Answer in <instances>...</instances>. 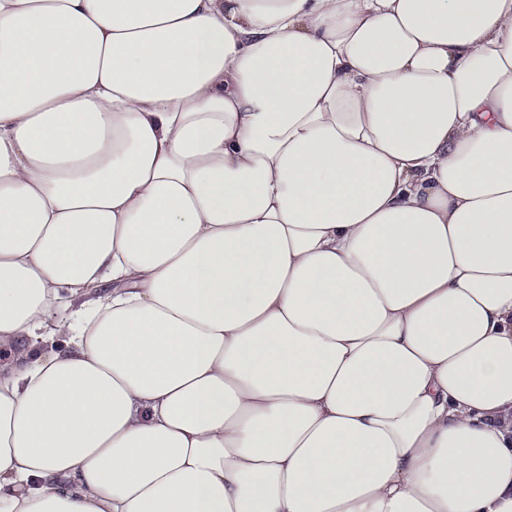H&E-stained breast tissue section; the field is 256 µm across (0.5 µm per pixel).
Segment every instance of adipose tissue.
<instances>
[{
  "label": "adipose tissue",
  "instance_id": "obj_1",
  "mask_svg": "<svg viewBox=\"0 0 512 512\" xmlns=\"http://www.w3.org/2000/svg\"><path fill=\"white\" fill-rule=\"evenodd\" d=\"M0 512H512V0H0Z\"/></svg>",
  "mask_w": 512,
  "mask_h": 512
}]
</instances>
